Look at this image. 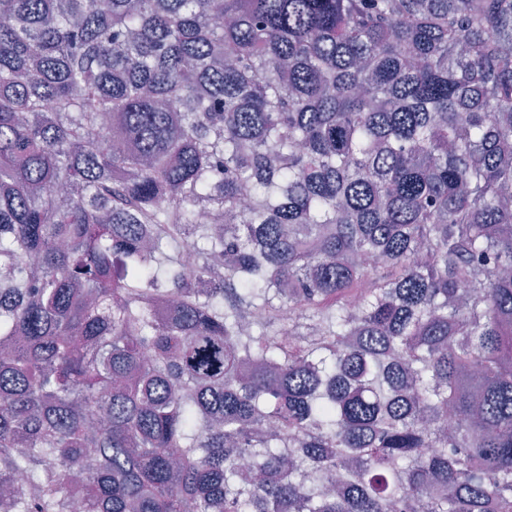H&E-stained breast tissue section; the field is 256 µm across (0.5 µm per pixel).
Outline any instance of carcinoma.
<instances>
[{
    "mask_svg": "<svg viewBox=\"0 0 512 512\" xmlns=\"http://www.w3.org/2000/svg\"><path fill=\"white\" fill-rule=\"evenodd\" d=\"M0 0V512H512V0Z\"/></svg>",
    "mask_w": 512,
    "mask_h": 512,
    "instance_id": "cac0c4a2",
    "label": "carcinoma"
}]
</instances>
